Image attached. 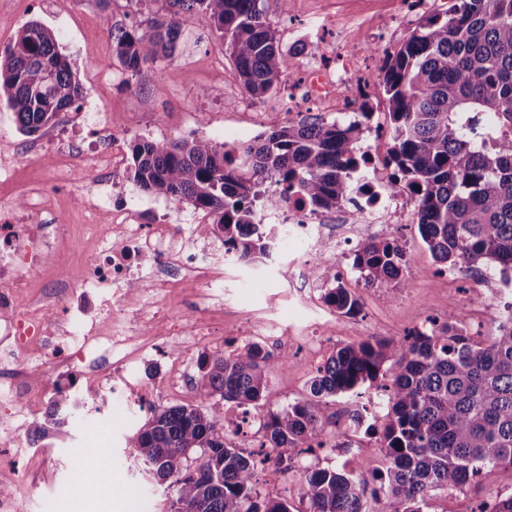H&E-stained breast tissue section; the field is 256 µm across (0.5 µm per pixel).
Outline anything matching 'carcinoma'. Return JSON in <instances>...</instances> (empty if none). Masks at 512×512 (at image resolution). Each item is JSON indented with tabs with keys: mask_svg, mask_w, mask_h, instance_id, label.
<instances>
[{
	"mask_svg": "<svg viewBox=\"0 0 512 512\" xmlns=\"http://www.w3.org/2000/svg\"><path fill=\"white\" fill-rule=\"evenodd\" d=\"M146 30L112 29V59L136 75L159 57L173 59L185 16L209 15L246 92L262 97L280 84L278 45L258 0H147ZM387 96L391 161L419 193L417 226L446 270L487 264L512 277V0H455L427 18L388 59L379 77ZM83 88L52 31L26 23L0 52V102L19 130L33 135L80 104ZM360 126L313 122L283 126L232 152L208 138L140 140L132 147L133 179L143 190L206 210L202 227L224 236L244 261L270 256V232L252 221L256 188L292 181L318 209L343 204L347 170L358 163ZM408 266L398 239L377 236L354 254L351 269L368 285H400ZM324 298L351 316L359 300L343 275L326 272ZM430 322L401 341L339 347L318 367L303 399L268 412L265 441L246 456L224 439V402L256 406L265 398L270 356L253 344L232 358L199 363V402L155 408L125 447L158 483L175 488L171 512H292L261 495L255 471L276 459L283 470L310 452L328 423L323 399L353 394L391 363L386 414L376 449L389 460L380 481L382 512H425L431 493L512 468V318L485 343L453 322ZM67 419L58 411L28 428L32 442ZM307 512H370L361 463L303 473Z\"/></svg>",
	"mask_w": 512,
	"mask_h": 512,
	"instance_id": "carcinoma-1",
	"label": "carcinoma"
}]
</instances>
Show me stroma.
Wrapping results in <instances>:
<instances>
[{
  "label": "stroma",
  "instance_id": "1",
  "mask_svg": "<svg viewBox=\"0 0 512 512\" xmlns=\"http://www.w3.org/2000/svg\"><path fill=\"white\" fill-rule=\"evenodd\" d=\"M259 6L276 33L284 73L296 63L311 62L310 45L325 42L346 45L358 59L381 70L409 35L441 10L440 5H427L401 24L396 19V0H288L284 5L279 0H259ZM143 19L133 0H111L105 13L96 0H56L51 7L40 0H0V50L14 41L28 21L50 28L83 86L85 100L98 102L108 112L129 146L142 138L196 136L220 143L228 130L247 129L256 137L285 125L335 121V114L291 104L284 82L263 97H250L203 12L186 17L173 61L147 64L136 76L125 73L112 62V29L135 27ZM78 116L77 109H69L54 124L27 135L18 129L11 111L0 108V152L12 157L18 175L12 181L0 170V188L12 191L18 180L27 186L15 207L17 223L69 224L77 232L86 224L103 225L108 217L91 208V201L133 187L128 166L116 185L98 172L82 177L60 172L61 144L80 153L102 144L96 128L72 129ZM392 231L409 258L405 284L367 287L357 281L349 268L356 243L346 244L339 257L347 286L360 299V312L353 317L340 315L332 321L324 310L292 302L288 281L264 260L239 262L221 283L187 297L185 307L199 302L215 307V317L226 331L242 323V310L272 306L284 328L294 333L287 360H274L268 374L264 411L307 397L315 370L309 341L330 327L335 330L334 342L322 349L324 359L341 344L400 339L422 323L441 319L453 297L467 292L471 306L456 314V324L476 341L497 334L496 311L512 304V299L470 291L464 267H457L452 276L441 272L417 225L403 224L393 230L382 224L367 225L360 237L366 240ZM208 353L206 343L191 337L161 336L152 360L141 364L139 371L154 379L177 371L185 358ZM70 405L67 434L46 437L26 448L0 447V483L13 488L18 512H170L173 491L157 484L125 455L126 442L143 424L144 415L128 416L124 408L112 406L105 391L71 397ZM91 446L103 449V461L90 471H76L74 459ZM489 488L511 495L512 469H494L481 487L435 492L426 512H474Z\"/></svg>",
  "mask_w": 512,
  "mask_h": 512
}]
</instances>
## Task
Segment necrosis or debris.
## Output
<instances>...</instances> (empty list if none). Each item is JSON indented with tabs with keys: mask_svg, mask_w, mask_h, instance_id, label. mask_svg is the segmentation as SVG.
I'll use <instances>...</instances> for the list:
<instances>
[{
	"mask_svg": "<svg viewBox=\"0 0 512 512\" xmlns=\"http://www.w3.org/2000/svg\"><path fill=\"white\" fill-rule=\"evenodd\" d=\"M302 92L323 108L355 116L357 99L344 88L338 71L322 66L303 68ZM384 122L370 128L374 143L359 146L360 164L351 172L354 210L332 214L313 209L298 187H276L270 199L254 203L256 223L274 227L275 251L292 249L294 257L287 272L299 280L298 299L317 305L315 257L329 249L327 231L332 224H408L416 212L414 189L394 187L388 175L387 157L377 142L383 137ZM182 227L168 224L155 202L143 201L128 191L123 206L113 209L112 226L94 239L92 250H81L69 225H60L55 237L40 234L34 224H0V337L8 342L0 351L1 362H15L31 350L48 353V366H65L69 388L80 390L88 382L87 371L106 359L103 374L112 394L127 406L143 410L162 400L164 391L190 394L192 386L183 372L172 373L165 387L146 383L130 354L147 355L151 340H138L128 328L133 306L129 290L142 284L156 299L170 300L184 291L192 279L208 286L219 279L221 267L210 258L191 263L183 258ZM79 255L80 263L68 274L53 295L54 307L67 314L71 326L58 336L57 322L45 309L23 304L17 286L30 280L45 256L69 262ZM27 385L12 382L0 392V407L7 416L0 420V446L17 448L23 443L19 423L32 406ZM263 415L258 408L229 405L224 409V436L243 449L256 447L263 439Z\"/></svg>",
	"mask_w": 512,
	"mask_h": 512,
	"instance_id": "4bbe7bcc",
	"label": "necrosis or debris"
}]
</instances>
